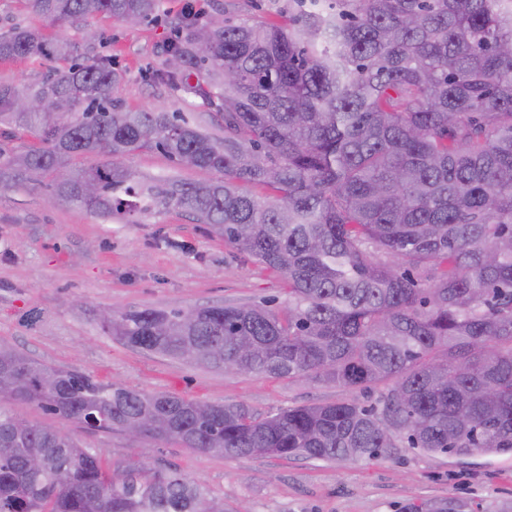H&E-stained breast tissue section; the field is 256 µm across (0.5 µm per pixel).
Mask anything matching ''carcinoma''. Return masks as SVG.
I'll return each mask as SVG.
<instances>
[{
	"mask_svg": "<svg viewBox=\"0 0 512 512\" xmlns=\"http://www.w3.org/2000/svg\"><path fill=\"white\" fill-rule=\"evenodd\" d=\"M52 21L143 23L161 0H26ZM181 62L156 83L224 106V138L161 108L112 98L110 58L35 28L0 32V60L69 62L21 89L0 84V123L38 141L0 148V181L110 218L194 217L279 272L282 313L262 304L112 311L104 330L148 354L335 385L366 395L260 415L244 403L147 394L49 367L0 340V512H226L207 485L131 460L113 468L71 435L19 419L22 399L104 433L226 460L342 467L408 448L512 456V0H288V21L199 25L163 45ZM23 95L52 111H23ZM159 152L216 181L142 182L124 160ZM77 156L106 158L74 167ZM261 184V199L244 186ZM97 186L93 196L83 194ZM400 512H471L460 497Z\"/></svg>",
	"mask_w": 512,
	"mask_h": 512,
	"instance_id": "cac0c4a2",
	"label": "carcinoma"
}]
</instances>
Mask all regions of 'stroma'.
Segmentation results:
<instances>
[{
    "mask_svg": "<svg viewBox=\"0 0 512 512\" xmlns=\"http://www.w3.org/2000/svg\"><path fill=\"white\" fill-rule=\"evenodd\" d=\"M287 0H162L156 21L133 26L94 15L72 24L30 13L23 0H0V28L38 29L51 42L69 41L84 59L111 57L123 70L115 92L124 108L163 104L213 136L224 134L217 107L183 88L155 83L162 46L186 8L201 17L240 24L282 20ZM126 164L141 180H213L211 172L175 166L158 153ZM288 305L276 272L244 257L206 225L174 210H154L134 222L106 219L51 201L45 190L0 188V338L50 367H76L105 383L150 394L212 402H244L270 415L280 409L350 398L336 386L268 376H241L133 350L113 341L98 321L105 308H187L217 304ZM7 411L70 434L106 465L134 457L205 481L228 507L251 512H397L408 499L462 497L472 512H500L512 503V458L423 454L406 448L339 468L327 461L279 458L227 460L150 437L85 429L13 401Z\"/></svg>",
    "mask_w": 512,
    "mask_h": 512,
    "instance_id": "35a3bbf8",
    "label": "stroma"
}]
</instances>
